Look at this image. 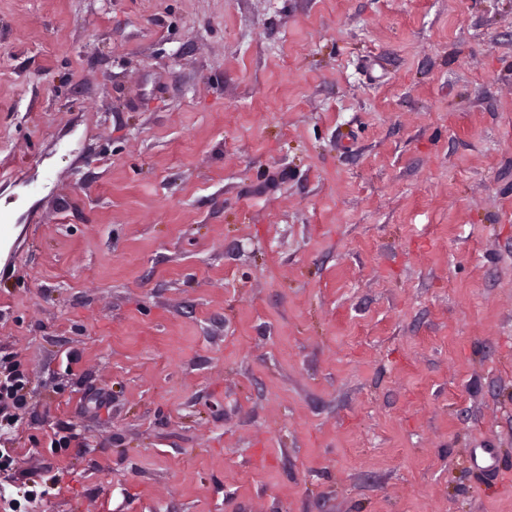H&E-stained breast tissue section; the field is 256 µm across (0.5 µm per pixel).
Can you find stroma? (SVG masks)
<instances>
[{
	"label": "stroma",
	"mask_w": 512,
	"mask_h": 512,
	"mask_svg": "<svg viewBox=\"0 0 512 512\" xmlns=\"http://www.w3.org/2000/svg\"><path fill=\"white\" fill-rule=\"evenodd\" d=\"M0 512H512V0H0ZM24 381L20 377H16L10 384L0 386V418L2 421L9 422L11 420L12 410L16 409L23 400L20 392L23 390Z\"/></svg>",
	"instance_id": "1"
}]
</instances>
